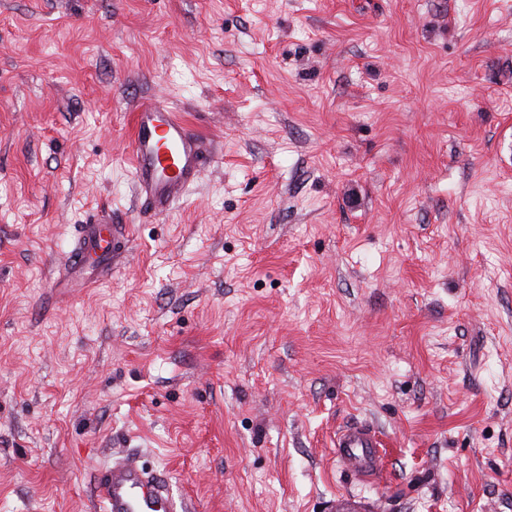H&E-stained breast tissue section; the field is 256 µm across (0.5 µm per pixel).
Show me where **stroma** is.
Wrapping results in <instances>:
<instances>
[{
  "label": "stroma",
  "mask_w": 512,
  "mask_h": 512,
  "mask_svg": "<svg viewBox=\"0 0 512 512\" xmlns=\"http://www.w3.org/2000/svg\"><path fill=\"white\" fill-rule=\"evenodd\" d=\"M150 98L212 155L158 217ZM115 454L194 512H512V0H0V512ZM130 242V226L127 224H104L99 221L84 224L68 261L66 275L84 270L92 274L95 265L102 261H107L110 267L118 265L127 258ZM379 445L373 429L362 423L351 424L336 437V458L362 477L374 478L381 468Z\"/></svg>",
  "instance_id": "35a3bbf8"
}]
</instances>
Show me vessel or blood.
<instances>
[{"instance_id": "b4317fda", "label": "vessel or blood", "mask_w": 512, "mask_h": 512, "mask_svg": "<svg viewBox=\"0 0 512 512\" xmlns=\"http://www.w3.org/2000/svg\"><path fill=\"white\" fill-rule=\"evenodd\" d=\"M134 181L148 211L166 213L194 184L206 163L202 137L177 112L155 102L138 106L130 132ZM131 242L126 224L84 225L66 271L93 272L96 264L118 265ZM379 440L369 426L355 423L336 437V457L365 478L381 468ZM97 496L105 512H188L176 499L168 476L130 458H117L100 473Z\"/></svg>"}]
</instances>
